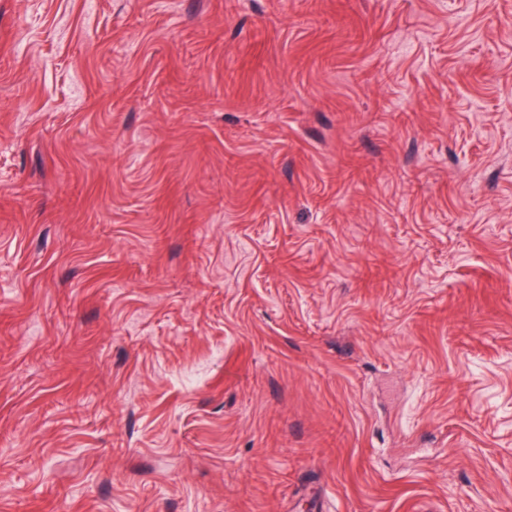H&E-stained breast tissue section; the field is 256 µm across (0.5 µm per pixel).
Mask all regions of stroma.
<instances>
[{
    "mask_svg": "<svg viewBox=\"0 0 512 512\" xmlns=\"http://www.w3.org/2000/svg\"><path fill=\"white\" fill-rule=\"evenodd\" d=\"M512 512V0H0V512Z\"/></svg>",
    "mask_w": 512,
    "mask_h": 512,
    "instance_id": "35a3bbf8",
    "label": "stroma"
}]
</instances>
